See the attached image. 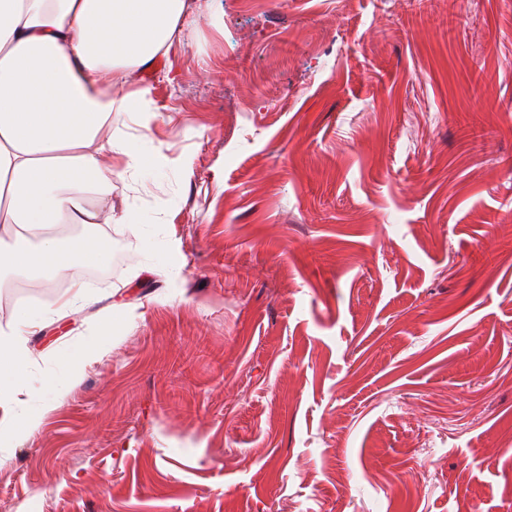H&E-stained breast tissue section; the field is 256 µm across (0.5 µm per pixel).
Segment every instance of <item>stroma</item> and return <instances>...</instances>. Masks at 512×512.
<instances>
[{
	"instance_id": "obj_1",
	"label": "stroma",
	"mask_w": 512,
	"mask_h": 512,
	"mask_svg": "<svg viewBox=\"0 0 512 512\" xmlns=\"http://www.w3.org/2000/svg\"><path fill=\"white\" fill-rule=\"evenodd\" d=\"M139 81L178 169L54 290L0 512H512V0H205ZM134 319L112 322L113 304Z\"/></svg>"
}]
</instances>
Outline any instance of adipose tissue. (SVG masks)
I'll return each instance as SVG.
<instances>
[{
  "label": "adipose tissue",
  "instance_id": "adipose-tissue-1",
  "mask_svg": "<svg viewBox=\"0 0 512 512\" xmlns=\"http://www.w3.org/2000/svg\"><path fill=\"white\" fill-rule=\"evenodd\" d=\"M197 0H0V223L14 230L0 268L49 286L102 259L88 236L61 238L62 225L100 223L89 201L113 179L138 184L192 159L154 147L158 113L139 76L155 68L196 14ZM128 87L114 101L112 85ZM130 123L101 139L103 128ZM47 310L29 306L0 335V388L25 381L27 342Z\"/></svg>",
  "mask_w": 512,
  "mask_h": 512
}]
</instances>
